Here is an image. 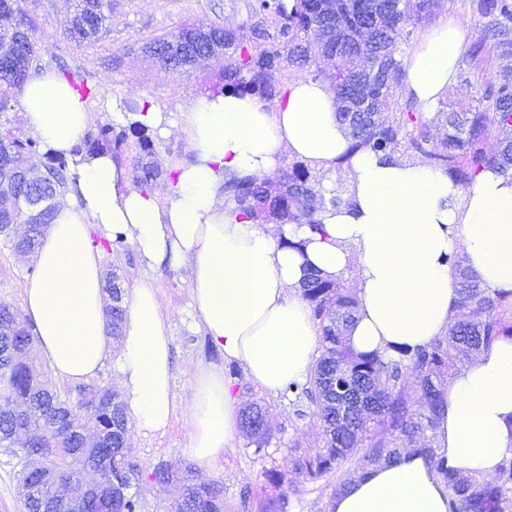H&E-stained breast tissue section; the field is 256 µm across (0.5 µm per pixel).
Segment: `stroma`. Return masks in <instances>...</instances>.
Returning <instances> with one entry per match:
<instances>
[{
  "instance_id": "35a3bbf8",
  "label": "stroma",
  "mask_w": 512,
  "mask_h": 512,
  "mask_svg": "<svg viewBox=\"0 0 512 512\" xmlns=\"http://www.w3.org/2000/svg\"><path fill=\"white\" fill-rule=\"evenodd\" d=\"M249 0H111L112 22L97 41L78 44L66 36L70 10L68 0H14V19L33 22L39 37L40 73H54L65 66L86 73L104 92L105 99L90 105L93 123H109L115 130L125 127L113 115L108 100L127 103L150 102L164 112L168 121L180 123L182 114L204 96L206 87L218 77V66L206 61L187 75L164 70L146 52L155 37L183 24L238 28L249 23ZM111 261L124 288L131 289L142 279H153L170 310L173 340V382L178 401H186L200 366L221 361L209 343L188 290V273L183 269L153 270L136 251L112 255ZM36 272L32 257L12 251L0 237V302L22 307L24 286ZM243 404L258 402L270 414L273 440L262 453H255L242 435H235L232 448L209 473L195 470L184 454L190 444L184 418H176L162 432L132 428V454L142 477L136 492L143 512H172L179 495L177 486L159 485L150 474L161 463L181 471H191L196 483H217L224 488V512H259L267 498L284 499L285 512H327L334 494L335 476L312 479L293 469L294 449L321 444L323 424L311 411L281 395H271L255 385L245 373L235 377ZM22 457L0 449V512H24L19 493ZM285 477L283 486L271 484L267 471Z\"/></svg>"
}]
</instances>
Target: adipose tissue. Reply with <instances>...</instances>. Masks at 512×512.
I'll use <instances>...</instances> for the list:
<instances>
[{"instance_id":"ef3b65f1","label":"adipose tissue","mask_w":512,"mask_h":512,"mask_svg":"<svg viewBox=\"0 0 512 512\" xmlns=\"http://www.w3.org/2000/svg\"><path fill=\"white\" fill-rule=\"evenodd\" d=\"M464 36L451 21L423 31L404 63L403 89L426 114L457 80ZM26 127L45 150L66 159L68 197L34 255L24 310L56 378L92 379L109 355L119 391L139 428H190L188 457L213 468L238 429L241 398L223 365L200 367L186 404L172 387L170 316L154 282L124 301L117 351L108 347L102 252L93 234L121 231L149 267L185 268L189 293L210 344L267 393L307 378L320 355L318 327L300 288L307 270L352 283L359 299L349 346L394 355L446 335L458 313L459 279L445 257L455 252L483 284L512 290V176L492 170L461 188L445 171L415 160L383 161L352 150L328 82L300 79L267 104L227 93L197 99L179 132L193 159L174 165L165 197L142 193L111 154L76 152L91 122L85 102L48 74L27 83ZM317 170L342 166L350 206L319 213L326 233L240 217L224 184L264 177L280 152ZM306 239L302 250L281 237ZM433 454L405 450L399 461L358 472L328 512H449L435 457L460 477H494L512 455V338L502 337L453 373L433 433Z\"/></svg>"}]
</instances>
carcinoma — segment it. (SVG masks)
<instances>
[{"instance_id":"cac0c4a2","label":"carcinoma","mask_w":512,"mask_h":512,"mask_svg":"<svg viewBox=\"0 0 512 512\" xmlns=\"http://www.w3.org/2000/svg\"><path fill=\"white\" fill-rule=\"evenodd\" d=\"M470 8L483 22L458 68L460 77L479 82V105L436 112L432 118L421 112L413 97L394 99L390 80L401 78L403 47L412 43L418 26L433 19L434 0H299L291 12L284 0H252L250 16L270 20L276 33L257 23L237 31L184 25L155 38L148 49L164 68L178 74L188 72L200 57H222V76L209 93L253 92L264 99L281 94L277 74L285 67L301 68L316 79L318 60L334 58L337 115L355 148L389 159L400 146L402 155L425 159L465 188L483 169L512 175V140H502L493 151L485 147L490 129L512 131V0H471ZM107 9L106 0H76L69 39L77 43L98 39L110 20ZM381 53L387 58V71L371 83L363 81L378 67ZM38 54L32 24L22 21L0 30V112L14 107L37 70ZM61 76L81 98L97 97L98 88L82 72L64 68ZM362 93L382 96V111H358ZM436 121L444 130L440 138L431 133ZM128 130L137 136L143 152L133 162L134 181L149 191L162 167L151 159L148 128L137 124ZM125 141L126 133L115 134L111 124L98 123L85 133L76 151L91 154L111 145L117 153ZM324 178L297 162L282 176L283 188L275 199L270 198L264 178L234 179L226 183L225 193L241 215L306 224L310 232L319 233L323 224L315 219L317 212L328 205H349L342 193L324 197ZM70 181L66 160L45 151L38 139L12 130L0 132V236L13 251H35L55 218V200L66 193ZM15 224L26 225L17 237L12 236ZM93 244L108 255L127 248L121 232ZM447 260L460 276L459 314L447 335L413 349H399L395 356L353 352L346 341L357 308L353 289L315 271L307 273L301 296L316 321L322 352L306 381L288 382L281 394L306 403L323 422L324 437L321 446L296 457L297 472L317 479L338 472L348 462L351 469L338 482L342 489L358 471L396 460L403 449L416 446L420 437L435 429L444 374L460 356L475 357L499 338L512 337V291L483 286L456 253ZM109 292L112 304L107 316L116 339L124 316L123 289L112 280ZM34 333V324L20 310L0 304V398L10 402L0 404V447L13 445L16 422L21 421L34 434L23 453L40 460L39 470L26 466L22 471L24 509L69 512L60 482L80 469L92 475L102 490L115 488L122 512H141L143 505L131 491L140 470L132 459L122 400L95 383L78 385L74 401L46 386L36 364L24 357L35 341ZM334 373L344 389L342 400L327 386ZM89 428L98 434L90 444L83 439ZM241 428L255 453L270 444L272 433L262 406L244 408ZM425 451L445 477L451 512H512V456L486 480L457 477L448 472L445 460L436 458L434 449ZM179 482L182 494L174 512H224L222 486L197 485L188 475Z\"/></svg>"}]
</instances>
